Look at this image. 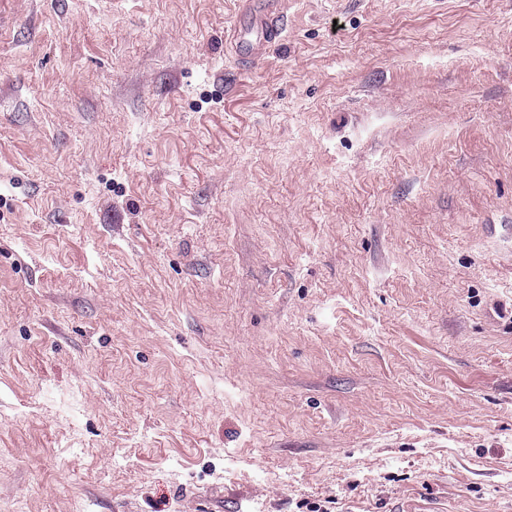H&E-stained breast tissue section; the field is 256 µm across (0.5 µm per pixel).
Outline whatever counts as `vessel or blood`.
<instances>
[{
    "label": "vessel or blood",
    "instance_id": "obj_1",
    "mask_svg": "<svg viewBox=\"0 0 512 512\" xmlns=\"http://www.w3.org/2000/svg\"><path fill=\"white\" fill-rule=\"evenodd\" d=\"M286 0H244L231 28V48L244 63L259 61L267 44L284 32Z\"/></svg>",
    "mask_w": 512,
    "mask_h": 512
}]
</instances>
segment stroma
<instances>
[{
    "label": "stroma",
    "mask_w": 512,
    "mask_h": 512,
    "mask_svg": "<svg viewBox=\"0 0 512 512\" xmlns=\"http://www.w3.org/2000/svg\"><path fill=\"white\" fill-rule=\"evenodd\" d=\"M0 0V512H512V0ZM286 0H246L231 28V48L243 63L261 59L267 44L284 32Z\"/></svg>",
    "instance_id": "stroma-1"
}]
</instances>
